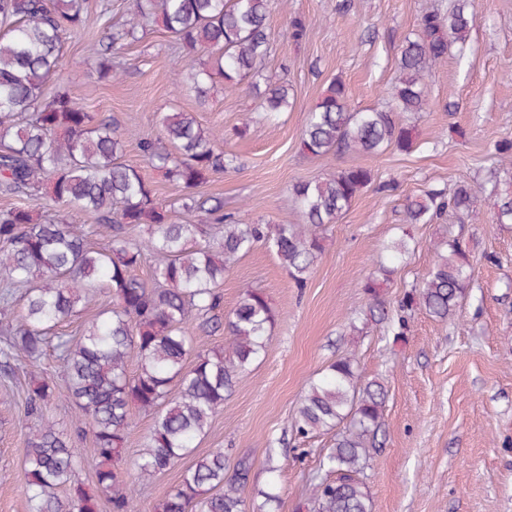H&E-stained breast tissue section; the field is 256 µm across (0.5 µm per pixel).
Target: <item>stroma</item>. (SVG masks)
Listing matches in <instances>:
<instances>
[{"mask_svg": "<svg viewBox=\"0 0 512 512\" xmlns=\"http://www.w3.org/2000/svg\"><path fill=\"white\" fill-rule=\"evenodd\" d=\"M338 2L274 0L267 71L285 74L291 87V106L276 122L265 119L243 87L228 92L219 80L204 100L176 89L177 76L198 69L202 58L181 53L158 27L115 51L119 80L98 81L86 58L100 36V6L109 4L120 22L130 0H89L84 30L65 46L63 78L49 89L115 119L128 137L127 164L140 168L165 201L178 190L144 164L135 137L157 134L158 114L168 108L195 113L203 127L223 133L225 150L236 157L201 192L223 198L225 211L246 223H302L294 184L352 166L373 173V183L330 226L305 286L262 247L225 273V311L243 286L253 285L268 295L276 321L264 358L239 377L195 455L220 449L232 462L250 457V486L258 489L270 478L266 457L275 453L278 512H298L334 435L295 436L292 418L310 380L351 354L362 379L383 378L388 388L383 444L365 472L374 512H512V224L495 223L492 196L500 165L494 144L512 139V0H472L476 23L466 45L451 48L428 76L427 110L406 118L416 133L414 151L311 157L301 151V134L327 84L343 81L352 110L383 106L402 42L428 5L448 6V0H348L343 8ZM295 15L308 23L298 44L288 31ZM245 121L249 131L237 137ZM459 180L476 190L475 217L462 222L449 212L434 224L404 225L407 197ZM405 230L411 249L383 288L389 311L426 277L431 244L447 235L469 251L472 269L456 315L442 322L415 312L400 337L383 323L353 331L351 319L368 303L363 280ZM25 390L22 373L0 374V512H29Z\"/></svg>", "mask_w": 512, "mask_h": 512, "instance_id": "obj_1", "label": "stroma"}]
</instances>
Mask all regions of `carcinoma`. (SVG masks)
I'll use <instances>...</instances> for the list:
<instances>
[{"label":"carcinoma","instance_id":"obj_1","mask_svg":"<svg viewBox=\"0 0 512 512\" xmlns=\"http://www.w3.org/2000/svg\"><path fill=\"white\" fill-rule=\"evenodd\" d=\"M470 6L471 0H453L446 12L432 8L422 15L417 32L400 47L385 107L353 112L343 83L331 81L309 115L303 153L414 150L413 127L403 115L426 110L425 79L445 62L451 44L466 43L475 21ZM271 9L272 0H133L125 21L103 26L92 71L101 81L118 79L114 49L160 26L186 54L207 56L200 68L178 78L181 87L202 100L217 79L228 91L245 82L274 117L288 111L291 95L287 79L265 72L273 48ZM87 15L88 0H0V193L41 194L89 211L108 241L104 248L89 243L82 227L42 217L39 203L0 210V369L9 375L16 361H25L23 470L31 512H100L102 500L110 512H136L135 482L123 470L134 410L153 416L135 462L138 476L149 479L192 453L240 375L266 351L275 321L268 296L249 287L224 315V273L263 246L303 285L329 226L372 182L366 168L341 169L293 187L304 223L246 224L224 212L221 198L197 192L234 162L223 137L202 127L193 113L174 110L161 113L156 136L138 137L145 163L185 190L176 202H161L140 170L123 160L116 123L66 92L47 94L50 80L60 75L65 42L84 27ZM495 150L506 163L495 175L496 223L512 224V139L499 141ZM474 207L475 190L466 181L449 194L430 188L407 199L404 224H431L447 209L469 217ZM434 251L422 285L399 302L401 327L416 309L448 320L469 286V254L459 241L442 239ZM148 256L155 265L145 281L134 271ZM391 274L382 265L364 280L370 302L362 328L388 319L380 288ZM97 288L112 291V309L74 336L56 335ZM190 322L200 336L224 332V345L195 347L184 333ZM52 345L61 352L76 430L93 440L92 489L76 478L81 458L71 435L50 417L59 395L41 359ZM387 396L381 380H361L351 357L334 361L310 383L292 431L303 438L336 434L323 461L325 474L311 480L301 512H373L365 469L382 444ZM252 467L244 456L230 468L224 451H213L192 462L154 512H274L279 496L271 490L258 492L262 502L246 506Z\"/></svg>","mask_w":512,"mask_h":512}]
</instances>
